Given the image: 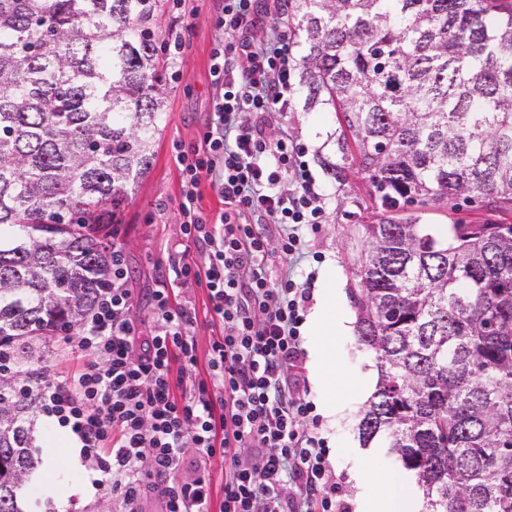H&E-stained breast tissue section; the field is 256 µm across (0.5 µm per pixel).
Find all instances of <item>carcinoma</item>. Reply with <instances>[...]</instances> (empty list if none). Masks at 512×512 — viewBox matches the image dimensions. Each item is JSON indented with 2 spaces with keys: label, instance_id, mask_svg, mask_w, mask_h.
<instances>
[{
  "label": "carcinoma",
  "instance_id": "cac0c4a2",
  "mask_svg": "<svg viewBox=\"0 0 512 512\" xmlns=\"http://www.w3.org/2000/svg\"><path fill=\"white\" fill-rule=\"evenodd\" d=\"M161 0H0V342L75 329L109 287L87 226L149 171L163 122ZM296 91L334 112L328 180L357 173V341L378 382L357 430L388 440L426 512H512V224L422 213L512 208V0H288ZM37 391L0 376V512H22ZM480 203H474L473 206L467 205L461 207L459 210L450 211H428L423 215V224H480L479 221L483 219H491L501 224H512V210L511 212L492 213L485 212L479 208Z\"/></svg>",
  "mask_w": 512,
  "mask_h": 512
}]
</instances>
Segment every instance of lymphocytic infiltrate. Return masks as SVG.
Wrapping results in <instances>:
<instances>
[{"label":"lymphocytic infiltrate","instance_id":"obj_1","mask_svg":"<svg viewBox=\"0 0 512 512\" xmlns=\"http://www.w3.org/2000/svg\"><path fill=\"white\" fill-rule=\"evenodd\" d=\"M221 2L214 23L229 41L211 57L218 94L200 148L175 155L181 233L205 262L173 252L165 281L138 291L113 244L111 287L61 337L74 368L46 365L37 390L43 412L97 472L98 495L119 500L122 512H142L150 494L162 512H348L325 441L309 426L300 328L310 290L294 274L324 199L307 146L267 129L269 113L293 109L295 52L279 29L288 0ZM205 181L223 199L221 213L201 209ZM272 252L286 265L276 281ZM189 281L205 285L220 329L203 361L196 311L175 299Z\"/></svg>","mask_w":512,"mask_h":512}]
</instances>
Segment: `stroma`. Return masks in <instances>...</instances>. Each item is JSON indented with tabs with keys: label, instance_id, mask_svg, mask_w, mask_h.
<instances>
[{
	"label": "stroma",
	"instance_id": "stroma-1",
	"mask_svg": "<svg viewBox=\"0 0 512 512\" xmlns=\"http://www.w3.org/2000/svg\"><path fill=\"white\" fill-rule=\"evenodd\" d=\"M213 6L214 0H163L158 18L161 35H179L182 49L166 70L164 120L155 159L129 197L113 207L110 223L95 227L102 242L114 241L124 248L138 288H153L162 281L169 255L182 242L178 216L181 175L174 155L176 149L188 150L197 144L209 116L215 93L211 55L222 37L214 25ZM184 14L195 17L187 31L180 28ZM294 105V111L269 114V128L273 134L285 133L305 143L310 165H317L318 155L333 148L336 116L303 111L299 98ZM319 185L324 195L323 221L305 233L307 251L319 258L306 318L324 326L341 321L352 326L357 320L353 302L356 271L365 248L361 227L374 217L369 185L359 176L351 177L345 186L324 179ZM178 298L196 309L197 351L206 356L217 333L206 314L207 293L204 287L189 282L180 288ZM327 342L332 370L323 371L316 339L310 335L303 338V366L315 422L327 439L328 462L342 486L349 512H371L384 480L402 482L405 494L419 493V486L405 484L407 472L385 438L366 446L358 439L357 425L378 379L374 357L358 347L352 330L328 337ZM69 444L66 429L45 413H37L32 443L37 467L20 494L22 512H116V503L100 498L93 488L92 472L80 460L71 459Z\"/></svg>",
	"mask_w": 512,
	"mask_h": 512
}]
</instances>
